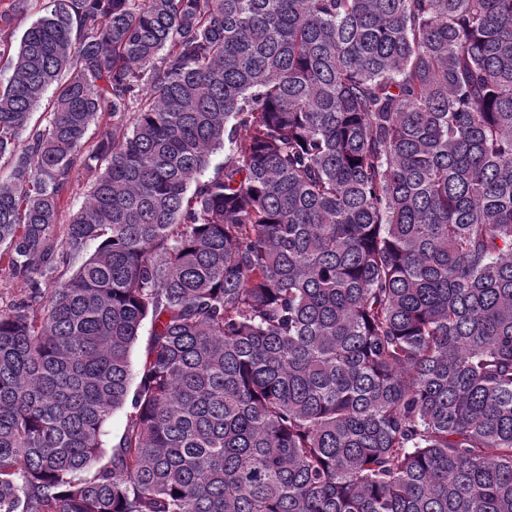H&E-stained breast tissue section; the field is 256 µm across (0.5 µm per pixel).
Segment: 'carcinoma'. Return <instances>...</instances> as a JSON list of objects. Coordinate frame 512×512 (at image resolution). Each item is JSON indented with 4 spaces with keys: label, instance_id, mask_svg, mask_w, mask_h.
Masks as SVG:
<instances>
[{
    "label": "carcinoma",
    "instance_id": "carcinoma-1",
    "mask_svg": "<svg viewBox=\"0 0 512 512\" xmlns=\"http://www.w3.org/2000/svg\"><path fill=\"white\" fill-rule=\"evenodd\" d=\"M27 2L0 512H512V0ZM92 174L82 173L74 183V189L62 203L59 214V223L56 225V233L62 238V235L69 223L70 216L78 209L83 201L89 184L92 180Z\"/></svg>",
    "mask_w": 512,
    "mask_h": 512
}]
</instances>
